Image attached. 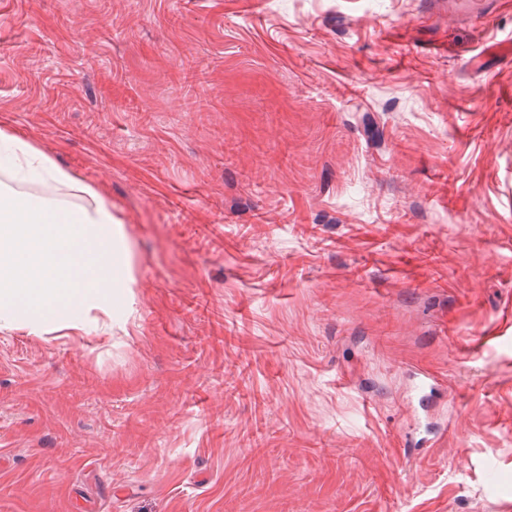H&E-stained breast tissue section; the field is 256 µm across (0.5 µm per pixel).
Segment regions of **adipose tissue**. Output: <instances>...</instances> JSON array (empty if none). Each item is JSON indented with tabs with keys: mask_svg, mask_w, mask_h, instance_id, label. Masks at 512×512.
<instances>
[{
	"mask_svg": "<svg viewBox=\"0 0 512 512\" xmlns=\"http://www.w3.org/2000/svg\"><path fill=\"white\" fill-rule=\"evenodd\" d=\"M0 170L18 181L78 187L91 203L73 209L0 184V326L47 324L85 332L86 314L108 310L113 274L127 264L123 227L101 192L30 142L0 128Z\"/></svg>",
	"mask_w": 512,
	"mask_h": 512,
	"instance_id": "adipose-tissue-1",
	"label": "adipose tissue"
}]
</instances>
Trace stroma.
I'll return each mask as SVG.
<instances>
[{
    "label": "stroma",
    "instance_id": "1",
    "mask_svg": "<svg viewBox=\"0 0 512 512\" xmlns=\"http://www.w3.org/2000/svg\"><path fill=\"white\" fill-rule=\"evenodd\" d=\"M0 126L133 278L0 329V512H512V0H0Z\"/></svg>",
    "mask_w": 512,
    "mask_h": 512
}]
</instances>
